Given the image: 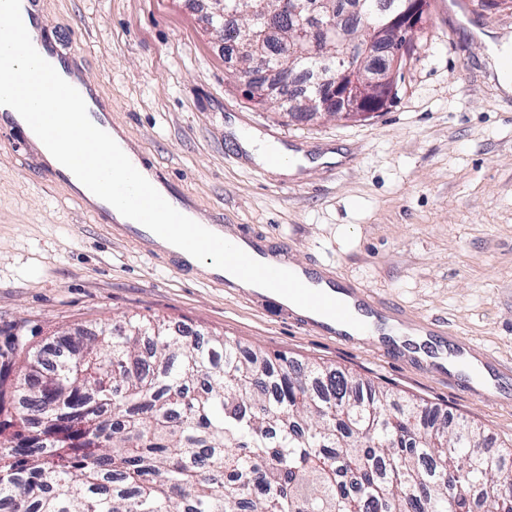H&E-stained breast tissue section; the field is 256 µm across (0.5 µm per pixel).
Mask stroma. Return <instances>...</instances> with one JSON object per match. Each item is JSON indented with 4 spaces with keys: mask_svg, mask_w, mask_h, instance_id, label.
<instances>
[{
    "mask_svg": "<svg viewBox=\"0 0 512 512\" xmlns=\"http://www.w3.org/2000/svg\"><path fill=\"white\" fill-rule=\"evenodd\" d=\"M202 0H41L48 38L72 45L132 147L199 215L287 244L295 261L359 282L417 320L512 363V95L491 81L485 34L512 37V8L428 20L387 109L356 120L289 119L242 94L235 58L200 21ZM282 147L273 170L238 136ZM138 315L244 350L317 362L512 444V392H464L450 372L399 362L378 343L341 344L276 298L227 292L119 224H98L0 131V332L34 345Z\"/></svg>",
    "mask_w": 512,
    "mask_h": 512,
    "instance_id": "stroma-1",
    "label": "stroma"
}]
</instances>
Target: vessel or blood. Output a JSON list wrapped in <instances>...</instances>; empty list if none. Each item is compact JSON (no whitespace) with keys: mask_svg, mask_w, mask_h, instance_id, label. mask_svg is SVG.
<instances>
[{"mask_svg":"<svg viewBox=\"0 0 512 512\" xmlns=\"http://www.w3.org/2000/svg\"><path fill=\"white\" fill-rule=\"evenodd\" d=\"M21 13L24 24L29 32L32 43L38 53L84 98L90 120L109 135L115 136L118 145L129 154L132 164L137 170L143 171L145 178L175 209L187 217H195L196 211L191 206L186 194L172 187L166 186L151 165L145 163L142 157L133 154L129 140L120 135L112 123V112L103 102L97 85L91 83L81 75L76 57L66 48L47 40L43 35L45 20L40 0H21ZM0 128H9L20 132L29 143H37L38 138L13 108L0 106ZM34 162L50 181L69 186L73 191L75 202L91 214L99 224H122L136 239L157 246L158 237L142 224L125 220L112 205L101 200L91 193L74 175L62 164L49 161L44 153H36ZM235 243L253 259L279 268L294 272L308 287L320 290L328 295L343 301L354 316H365L374 324L388 326L391 336L406 335L412 332L413 324L408 322L404 313L391 308L383 301L377 299L366 289L357 284L343 285L337 283L335 278L323 270L303 266L293 262L288 247L273 250L268 248L261 240L239 236L234 238ZM299 322L320 335L330 336L336 340L349 342L353 337L371 339V331L353 332L352 328L340 324L325 316L309 313L299 315ZM424 341L422 347L425 351L423 363L425 366L439 365L450 362L452 367H460L468 357L474 356L475 350L469 342L463 341L452 333L451 329H440L436 325H429L420 330Z\"/></svg>","mask_w":512,"mask_h":512,"instance_id":"vessel-or-blood-1","label":"vessel or blood"}]
</instances>
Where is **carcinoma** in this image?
<instances>
[{"label": "carcinoma", "instance_id": "obj_1", "mask_svg": "<svg viewBox=\"0 0 512 512\" xmlns=\"http://www.w3.org/2000/svg\"><path fill=\"white\" fill-rule=\"evenodd\" d=\"M52 345L0 342V512H512V448L339 369L144 317Z\"/></svg>", "mask_w": 512, "mask_h": 512}]
</instances>
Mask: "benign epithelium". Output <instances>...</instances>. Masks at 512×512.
Returning <instances> with one entry per match:
<instances>
[{
	"instance_id": "1",
	"label": "benign epithelium",
	"mask_w": 512,
	"mask_h": 512,
	"mask_svg": "<svg viewBox=\"0 0 512 512\" xmlns=\"http://www.w3.org/2000/svg\"><path fill=\"white\" fill-rule=\"evenodd\" d=\"M259 26L249 32L245 24L236 25V32L213 25L214 15H224L223 0H209L203 13L206 27L229 44L232 53L241 51L249 37L277 35L283 43L295 36L304 45V56H332L335 62L320 68L315 79L299 96L285 94L290 79L288 67L273 68L264 55L251 57V64L240 63L237 69L240 88L245 97L264 107L275 103L291 118L317 120L323 117L355 119L383 111L390 103L396 84L388 58L404 54L402 40L420 31L427 22L426 0H387L385 5H367L361 18L368 35L356 38L352 24L333 20L334 11L328 0H281L278 7L254 8Z\"/></svg>"
}]
</instances>
